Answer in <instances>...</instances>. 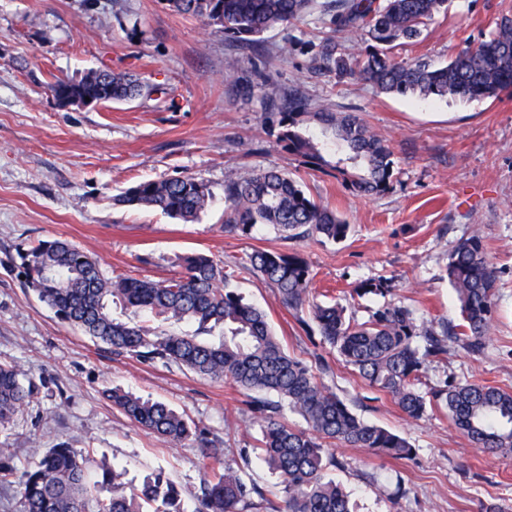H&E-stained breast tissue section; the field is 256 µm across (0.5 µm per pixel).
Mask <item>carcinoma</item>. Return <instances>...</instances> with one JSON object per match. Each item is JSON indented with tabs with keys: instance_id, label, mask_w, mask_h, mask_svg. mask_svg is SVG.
Instances as JSON below:
<instances>
[{
	"instance_id": "1",
	"label": "carcinoma",
	"mask_w": 512,
	"mask_h": 512,
	"mask_svg": "<svg viewBox=\"0 0 512 512\" xmlns=\"http://www.w3.org/2000/svg\"><path fill=\"white\" fill-rule=\"evenodd\" d=\"M168 8L214 26L236 47L257 51L260 37L304 18L314 0H164ZM449 0H336L322 5L331 13L334 31L365 44L351 58L336 55L326 40L320 67L351 73L386 95H417L439 99L478 100L512 89V14L496 21L488 37L467 44L447 64L420 59L396 60L388 49L414 44L435 15L448 11ZM140 81L108 68L91 71L78 81L49 85L60 97L74 90L95 100L122 101L142 94ZM276 113L280 140L319 167L338 172L352 191L381 195L391 188L393 148L390 140L372 132L356 112H306L307 102L293 94ZM315 119L331 136L340 157L325 156L326 145L300 135L301 118ZM208 184L193 175L138 182L117 201L145 207L184 223L197 221L208 208ZM258 225L275 229L286 241L318 236L329 241L347 238L350 225L334 210L310 198L298 180L275 168L247 177L224 178V229L249 236ZM27 283L56 316L73 328L141 362L176 364L200 376L232 384L246 396L245 405L260 426L262 438L252 448H240L228 459L186 414L164 402L121 388L108 392L112 405L136 426L174 443L205 449L207 476L194 495V512H258L264 499L260 488L245 479L252 459L280 478L282 504L274 512H354L349 495L325 471L336 466L328 446L339 443L366 448L378 456L411 460L417 449L398 433L357 416L320 380L329 365L290 355L272 332L267 314L230 284L223 262L204 253L180 258L181 271L154 281L108 277L99 261L66 240L41 241L21 256ZM243 270L277 289L279 301L294 311L309 339L319 336L336 350L370 388L389 397L409 419L430 411L446 412L476 447L491 454L512 449V391L480 382L445 379L423 392L419 377L424 365L448 355L453 342L473 355L489 345L498 275L481 237L457 243L445 273L461 305L457 330L436 331L417 323L406 306L387 303L371 311L368 320L346 317L336 304H322L311 293L310 264L297 253L258 250ZM358 297L392 292L391 280L359 283ZM122 303L136 313L163 321L186 322L194 333H167L146 324L112 316L106 300ZM308 312L311 320L300 313ZM223 330L216 340L201 337ZM31 397L17 369L0 364V426L14 421ZM299 413L308 428L288 425L286 410ZM125 471L88 450L65 443L48 449L24 474L19 512H185L182 491L162 472L147 475L139 488L127 492Z\"/></svg>"
}]
</instances>
